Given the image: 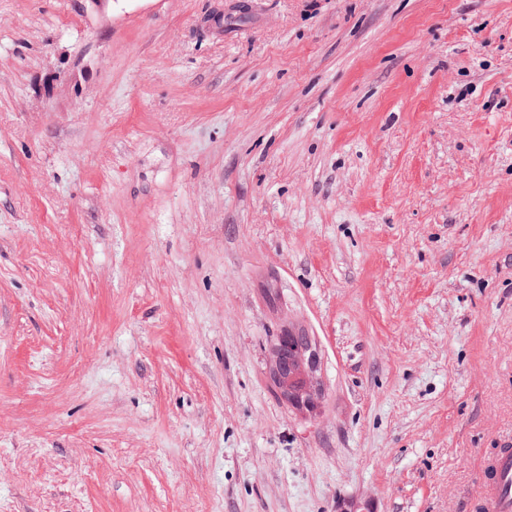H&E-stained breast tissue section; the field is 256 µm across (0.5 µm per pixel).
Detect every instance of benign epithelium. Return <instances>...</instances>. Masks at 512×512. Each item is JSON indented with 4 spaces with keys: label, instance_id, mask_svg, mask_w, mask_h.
<instances>
[{
    "label": "benign epithelium",
    "instance_id": "benign-epithelium-1",
    "mask_svg": "<svg viewBox=\"0 0 512 512\" xmlns=\"http://www.w3.org/2000/svg\"><path fill=\"white\" fill-rule=\"evenodd\" d=\"M294 331L288 329L279 338L274 348V359L270 379L280 397L294 409L316 414L323 403L324 390L318 381L320 357L312 351L301 349L292 356H286V345Z\"/></svg>",
    "mask_w": 512,
    "mask_h": 512
}]
</instances>
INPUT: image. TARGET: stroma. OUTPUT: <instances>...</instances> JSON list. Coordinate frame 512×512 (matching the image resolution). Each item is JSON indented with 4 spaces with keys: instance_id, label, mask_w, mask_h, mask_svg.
I'll list each match as a JSON object with an SVG mask.
<instances>
[{
    "instance_id": "stroma-1",
    "label": "stroma",
    "mask_w": 512,
    "mask_h": 512,
    "mask_svg": "<svg viewBox=\"0 0 512 512\" xmlns=\"http://www.w3.org/2000/svg\"><path fill=\"white\" fill-rule=\"evenodd\" d=\"M499 448L512 0H0V512H473ZM294 330L288 329L279 338L274 348V359L270 379L280 397L294 409L315 415L321 408L324 390L318 381L320 357L312 351L306 353L300 349L289 359L286 356V345Z\"/></svg>"
}]
</instances>
